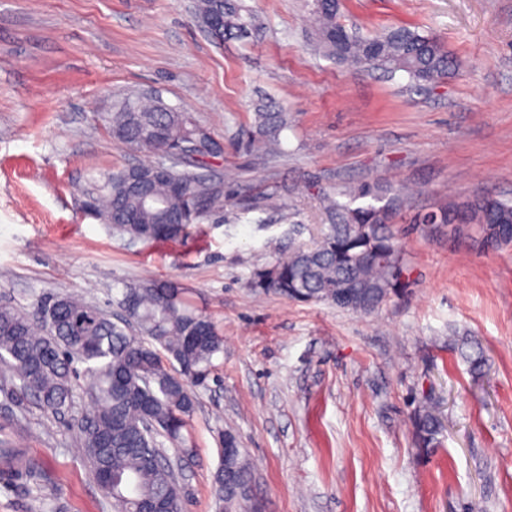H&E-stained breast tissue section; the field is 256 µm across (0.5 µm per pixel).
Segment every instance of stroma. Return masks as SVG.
I'll list each match as a JSON object with an SVG mask.
<instances>
[{"mask_svg": "<svg viewBox=\"0 0 512 512\" xmlns=\"http://www.w3.org/2000/svg\"><path fill=\"white\" fill-rule=\"evenodd\" d=\"M194 0H0V302L62 292L117 312L125 285L172 280L224 337L198 407L183 512H216L220 439L251 466L245 512H512V246L473 248L444 224L412 223L454 196L512 197V0H343L370 36L406 26L463 62L440 83L327 56L308 0H242L262 27L214 40ZM150 92L224 144L203 172L224 188L176 242H133L81 207L103 173L157 162L102 118ZM284 107L282 151L247 149L253 116ZM377 181L402 189L394 229L409 290L361 315L252 288L290 230L309 239L317 195ZM478 343L472 373L462 340ZM440 400L441 447L413 419ZM0 393L30 456L53 479L0 480V512H112L77 456L75 418Z\"/></svg>", "mask_w": 512, "mask_h": 512, "instance_id": "1", "label": "stroma"}]
</instances>
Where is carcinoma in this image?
<instances>
[{
	"label": "carcinoma",
	"mask_w": 512,
	"mask_h": 512,
	"mask_svg": "<svg viewBox=\"0 0 512 512\" xmlns=\"http://www.w3.org/2000/svg\"><path fill=\"white\" fill-rule=\"evenodd\" d=\"M205 23L221 19L213 39L236 38L257 29V19L240 0H195ZM310 15L318 45L337 59L385 72L401 71L416 86L430 85L460 67L438 39L405 27L363 37L339 21V0H312ZM103 120L112 137L127 146L168 158L179 143L192 146L186 161L161 170L147 164L108 172L105 188L90 192L100 219L132 241H172L207 211L224 209V188L195 171L224 145L187 112L161 100L134 95ZM256 136L249 147L279 152L288 113H255ZM348 201L341 202L339 198ZM326 223L308 241L288 239L270 266L256 271L251 286L302 302H328L369 314L409 287L407 262L392 224L401 212L400 193L379 182H360L318 193ZM448 203L411 218L414 224H442ZM463 228L485 234L495 247L512 243V198L484 194L469 198L460 214ZM118 304L122 321L70 293H59L30 310L0 304V368L6 392L31 397L54 416L68 413L75 381L84 377L90 409L77 420L83 459L114 512H144L162 503L181 512L182 485L164 441L193 456L186 432L198 400L192 386L212 374L224 353V337L205 312L193 306L186 289L172 281L130 283ZM176 362L179 370L170 369ZM416 434L429 448L441 445V424L430 408L419 411ZM164 441H159V438ZM214 476L218 508H242L240 489L249 465L236 437ZM23 438L0 427V468L23 462Z\"/></svg>",
	"instance_id": "cac0c4a2"
}]
</instances>
